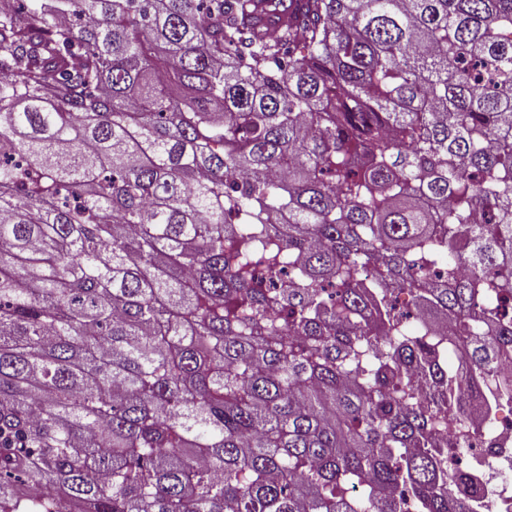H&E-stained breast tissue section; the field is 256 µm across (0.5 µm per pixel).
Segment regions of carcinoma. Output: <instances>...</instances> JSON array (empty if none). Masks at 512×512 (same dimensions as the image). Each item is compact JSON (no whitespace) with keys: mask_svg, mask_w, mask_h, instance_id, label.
I'll return each instance as SVG.
<instances>
[{"mask_svg":"<svg viewBox=\"0 0 512 512\" xmlns=\"http://www.w3.org/2000/svg\"><path fill=\"white\" fill-rule=\"evenodd\" d=\"M507 290L512 0L0 11V512H463Z\"/></svg>","mask_w":512,"mask_h":512,"instance_id":"obj_1","label":"carcinoma"}]
</instances>
